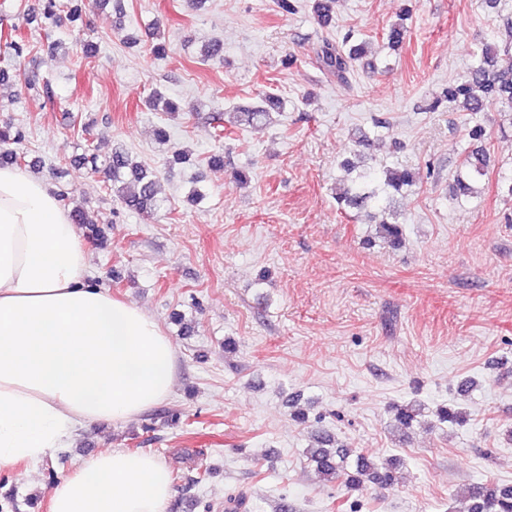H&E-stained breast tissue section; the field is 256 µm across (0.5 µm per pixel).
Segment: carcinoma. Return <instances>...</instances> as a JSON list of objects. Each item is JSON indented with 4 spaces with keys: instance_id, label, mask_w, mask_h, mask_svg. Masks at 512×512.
I'll list each match as a JSON object with an SVG mask.
<instances>
[{
    "instance_id": "obj_1",
    "label": "carcinoma",
    "mask_w": 512,
    "mask_h": 512,
    "mask_svg": "<svg viewBox=\"0 0 512 512\" xmlns=\"http://www.w3.org/2000/svg\"><path fill=\"white\" fill-rule=\"evenodd\" d=\"M334 0H312L311 10L314 19L326 25L331 20ZM83 17V0H43L42 9L37 14L26 17L28 27L52 28L67 22L73 26ZM508 40L501 46L487 45L474 56L466 72L448 89L442 98L430 104L435 110L447 103L451 110L483 112L486 108L501 105L512 109V18L504 21ZM407 35L401 23L390 25L384 33L387 44L399 48ZM0 48L4 49L9 60L17 61L34 51L27 34L16 26L0 30ZM365 50V43L350 44V39L342 43L323 40L318 53V62L328 74L346 82ZM147 103L156 112L174 115L185 109L184 104L155 90L147 98ZM280 99L266 94L261 104L242 112L243 121L248 125L261 124L269 117L266 105H277ZM470 147L466 153L454 181L458 194L470 198L475 194L474 184L485 175L490 155L486 149L488 134L480 125L467 129ZM25 140L23 129L9 121L0 125V145L6 149L0 152V166L29 167L28 153L21 148ZM106 168L112 181V194L130 211L148 213L159 207L155 173L145 165L134 161L129 152L121 147H112L106 160ZM417 184L414 171L409 168L386 170L378 176L369 170L356 172L350 184L338 197L337 209L363 210L376 207L394 191L409 192ZM61 204L70 209L74 224H99L101 220L92 218L83 206L77 205L70 192L61 188L57 192ZM379 236L391 246L398 245L403 238L402 225L396 222L381 221ZM397 427L408 430L422 415L421 408L414 403L392 406ZM308 464L330 482H341L350 490L362 491L369 485L380 488L391 487L396 483L397 459L375 461L363 452L348 447H336L331 439L316 436L311 447L306 449ZM468 512H512V484L493 480L470 487L466 494Z\"/></svg>"
}]
</instances>
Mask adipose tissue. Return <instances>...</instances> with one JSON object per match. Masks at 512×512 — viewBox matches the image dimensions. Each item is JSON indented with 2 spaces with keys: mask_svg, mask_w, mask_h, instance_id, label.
<instances>
[{
  "mask_svg": "<svg viewBox=\"0 0 512 512\" xmlns=\"http://www.w3.org/2000/svg\"><path fill=\"white\" fill-rule=\"evenodd\" d=\"M174 382L158 321L89 281L77 227L42 179L0 167V466L135 418ZM173 494L158 459L115 449L58 480L51 512H166Z\"/></svg>",
  "mask_w": 512,
  "mask_h": 512,
  "instance_id": "1",
  "label": "adipose tissue"
}]
</instances>
